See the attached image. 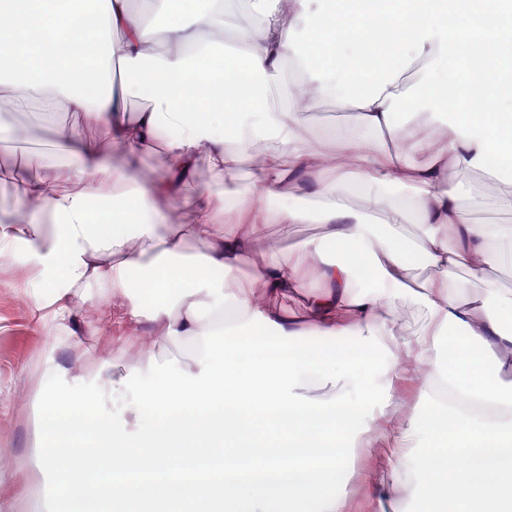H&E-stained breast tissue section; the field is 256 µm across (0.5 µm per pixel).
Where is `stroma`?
<instances>
[{"mask_svg":"<svg viewBox=\"0 0 512 512\" xmlns=\"http://www.w3.org/2000/svg\"><path fill=\"white\" fill-rule=\"evenodd\" d=\"M8 87H0V125L8 128L12 138L0 142V220L32 219L35 207L20 208L16 201L14 182L40 177L64 180L60 164L62 153L56 131L61 127L76 129L82 141L97 145L101 157L114 168L131 171L142 185L156 179L166 162V143L157 140L152 148L130 158L125 144L118 138L104 135L93 118L84 112H70L57 107L46 114L5 104ZM349 112L336 101L322 95L310 96L305 112L294 127V148L305 152L332 154L336 138L356 135L348 119ZM255 171L252 161L239 168L237 183H230L223 170L213 168L207 159H200L195 181L183 190L182 201L153 199L158 210L173 213L176 221L157 228L158 237L176 231L178 225L191 223L189 199L204 192L214 200L223 201V212L217 213L215 235L233 234L243 207L237 188L250 184ZM465 180L473 193L464 201L466 218L479 224L512 226V210L500 207L496 197L503 184L491 183L478 171L467 173ZM326 232L321 224H270L267 240L244 256L226 282L229 296L255 300L261 290L255 270L268 252H276L289 263L298 265L304 279L302 297L283 299L281 306L293 314L303 309V296L320 289L313 275V259L304 244L320 239ZM133 294H123L96 287L86 289L77 305L72 325L75 338H63L56 316V307L28 279H12L9 268L0 267V409L9 418L0 424V455L10 464L0 467V512H35L32 489H50L51 482L34 464L35 419L37 395L48 365L60 363L70 374L92 379L100 368H107L114 382H121L129 373L147 370L154 356L164 346L162 320L154 311H144L141 322L124 336L102 330L98 316L113 304H132ZM370 447L361 449L357 457L348 458L342 476L348 494V512H431L430 504L409 497L399 490L385 498H377L374 487L390 483V472L384 460L391 440L379 433L370 434Z\"/></svg>","mask_w":512,"mask_h":512,"instance_id":"1","label":"stroma"}]
</instances>
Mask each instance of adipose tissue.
<instances>
[{"instance_id":"obj_1","label":"adipose tissue","mask_w":512,"mask_h":512,"mask_svg":"<svg viewBox=\"0 0 512 512\" xmlns=\"http://www.w3.org/2000/svg\"><path fill=\"white\" fill-rule=\"evenodd\" d=\"M167 13L164 28L132 14L128 0H0V22L19 30L22 49L0 55L15 104L43 100L84 112L131 153L165 138L167 160L150 188L128 172L98 161L82 145L66 177L100 185L73 192L55 180L32 178L16 187L19 202L35 205L46 224H0V266L34 253L32 283L46 292L62 320L74 316L75 297L91 283L134 293L124 311L138 322L142 310L165 303V340L178 357L160 355L147 371L114 384L107 371L94 381L46 369L39 391L40 431L52 495L40 512H71L72 503L101 494L129 499L136 512L191 501L193 512H347L341 491L344 461L328 462L324 440L369 447V433L389 435L390 486L411 487L448 512H505L512 508V302L497 289L467 299L449 291L457 269L475 278L511 261L504 250L512 227L476 224L463 216L461 174L512 179V92L489 91L496 69L492 45L500 19L487 0H189ZM251 20L230 23L234 9ZM151 104L127 117L130 91ZM335 98L351 113L360 137L340 144L345 162L335 180L320 179L327 155L293 149L300 102L308 92ZM426 112L440 122L443 143L422 142L423 162L407 158L399 120ZM273 141L257 164L253 204L244 207L233 234L215 237L216 206L202 194L182 233L161 241L145 260L132 239L158 240L169 215L150 207L149 195L179 200L200 159L234 177L253 145ZM306 184L312 205L293 194ZM408 191L399 209L408 223L427 226L408 239L380 214L391 193ZM363 193L369 209L345 202ZM277 201L284 224H322L324 241L309 242L321 284L301 314L281 308L300 293L298 267L276 254L261 264L262 304L233 299L225 278L267 237V206ZM208 241L194 260L183 259V234ZM335 256L323 253L325 243ZM426 259L437 273L427 292L406 283L409 267ZM419 302L428 322L419 336L398 339L389 317L399 297ZM502 356L490 364L487 351ZM423 373L419 404L396 425L372 406L392 398L399 370ZM391 379L379 387V375ZM322 389L310 397V387ZM480 405L483 417L456 409L449 393ZM272 447L268 469L289 463L288 491L236 476L203 484L169 478L173 462L206 467L220 441L242 429ZM331 466L324 479L317 471Z\"/></svg>"}]
</instances>
